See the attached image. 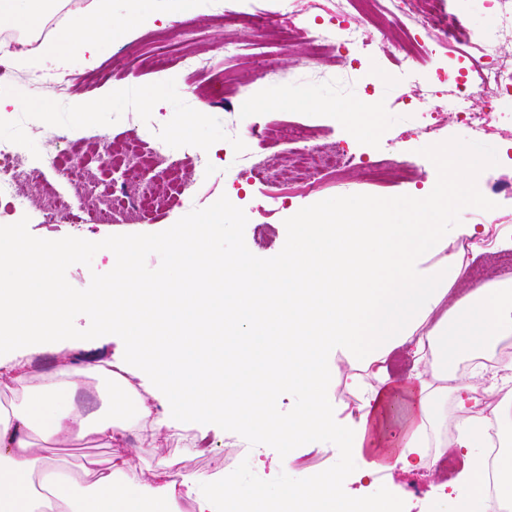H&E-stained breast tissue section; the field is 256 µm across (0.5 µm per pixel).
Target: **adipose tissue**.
Instances as JSON below:
<instances>
[{"instance_id": "adipose-tissue-1", "label": "adipose tissue", "mask_w": 512, "mask_h": 512, "mask_svg": "<svg viewBox=\"0 0 512 512\" xmlns=\"http://www.w3.org/2000/svg\"><path fill=\"white\" fill-rule=\"evenodd\" d=\"M49 0H0V26L29 30L48 15ZM112 6L71 19L51 43L20 50L16 64L63 65L62 47L79 41L96 59L111 37ZM450 172L447 196H413L409 218L385 222L350 205L303 219L301 236L289 241L278 263L256 273L242 254H220L207 234L180 228L166 241L178 278L150 284L136 274L139 247L109 242L102 249L113 277L95 298L102 326L122 337L124 351L80 368L61 365L35 379L30 355L65 336L69 309L86 306L62 281L43 270L47 255L74 261L78 242L56 246L0 239V512H350L346 477L330 471L289 485L242 494L223 473H184L171 468L137 475L135 444L169 442L194 424L208 440V417L244 432L263 446L331 444L355 463L357 479L384 469L380 423L394 398L408 399V425L395 468L435 470L429 447L453 448L463 458L452 490L440 499L446 512H491L481 490L485 467L482 422L473 412L478 391H492L512 377L486 365L457 376L462 354L479 356L512 344V286L474 289L440 319L431 314L443 282L457 277L458 255L442 257L436 271L423 256L441 250L456 232L476 235L475 225L430 224L427 214L459 191L479 197L480 162L464 146L440 151ZM414 358L407 384L394 385L386 364L393 350ZM354 353L362 374L351 384L365 398L356 412L338 417L331 376L334 355ZM107 398L104 411L84 415L75 397L88 380ZM304 381L306 399L288 414L276 401L286 386ZM454 398L447 419L439 404ZM105 448L78 473L60 470L45 444Z\"/></svg>"}]
</instances>
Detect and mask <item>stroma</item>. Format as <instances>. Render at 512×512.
I'll use <instances>...</instances> for the list:
<instances>
[{"mask_svg": "<svg viewBox=\"0 0 512 512\" xmlns=\"http://www.w3.org/2000/svg\"><path fill=\"white\" fill-rule=\"evenodd\" d=\"M154 24L140 21L116 30L100 45L96 62H88L80 43L65 45L71 90L66 101L51 92L36 93L24 86V70L12 82L0 85V95L12 98L14 107L0 112V138L25 133V156L32 160L33 179L25 190L40 196L50 183L58 195L76 199V188L67 182L59 166L80 167L87 185L97 194L110 196L120 189L125 173L104 166L97 155L84 152L85 143L96 135H107L114 146L136 138L141 153L152 151L156 131L171 139V157L180 163L183 181L190 185L188 202L171 201L166 215H149L130 221L125 211L115 212L109 224H44L41 211L0 214V235L60 243L81 241L76 263L52 267L71 293L92 298L99 294L112 270L99 243L112 239L129 245L167 236L172 226L200 224L216 207H223L224 221L211 225L209 235L217 251L246 254L256 269L273 265L288 241L298 235L303 216H320L345 205L371 210L385 205L390 215L404 212L415 190L428 187L438 193L448 188V171L435 159L438 148L464 144L469 154L483 163L480 191L487 206L459 198L450 207L429 215L434 224H473L475 237L459 236L448 250L461 254L463 272L448 285L446 303L463 298L485 285L480 269L492 265L499 255L512 253V194L493 193L491 183L512 180V110L484 134L475 136L448 115V88H429L427 79L433 61L416 64L399 74L396 60L404 41L401 29L384 27L380 14L364 15L356 9L341 13L339 0H295L292 13H284L277 0H235L221 19L208 10L183 7L178 0H149ZM349 18L365 29L362 43L321 58L311 69L298 65L300 51L313 28ZM191 27L195 38L181 43L177 32ZM244 39L238 56L225 54L226 42ZM190 50L213 66L209 95L188 100L187 92L196 75L180 69L177 58ZM350 81H341L342 73ZM112 89L110 99L85 120L77 104L100 98ZM248 97L246 108H238L240 97ZM366 102L372 131L356 128L346 105ZM442 115V137L431 144L420 132L416 115ZM267 124L266 138L241 140L230 147L232 136L247 127L254 114ZM310 125L312 140L322 150L342 149L361 156V165L325 174L317 190H309L282 167L254 180L240 173L243 156L264 158L287 156L291 143L279 136L285 125ZM67 125L73 137L58 148L57 157L46 154L47 139L59 126ZM116 337L105 333L97 308L79 307L70 313V334L58 340L53 350L31 357L35 375L54 371L60 360L79 365L110 358L117 349ZM194 429L183 432L181 442L167 443L158 451L143 450L133 459L135 471L178 461L184 472L228 469L235 486L244 493L264 484L269 470L278 473V488L308 481L332 470H346L349 460L332 447L272 448L256 458L250 440L236 431L215 438L211 453L192 450ZM232 464H225V457ZM425 472L380 477L357 494L356 502L398 493L413 504L435 512Z\"/></svg>", "mask_w": 512, "mask_h": 512, "instance_id": "obj_1", "label": "stroma"}]
</instances>
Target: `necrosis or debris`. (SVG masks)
I'll return each instance as SVG.
<instances>
[{
  "label": "necrosis or debris",
  "instance_id": "1",
  "mask_svg": "<svg viewBox=\"0 0 512 512\" xmlns=\"http://www.w3.org/2000/svg\"><path fill=\"white\" fill-rule=\"evenodd\" d=\"M348 5L379 6L380 12L405 31L406 43L402 59L406 65L415 60L437 56L447 50L454 60L465 63L464 72L454 78L455 88L450 93L448 111L456 121L466 126L472 134H480L496 115L500 99L512 98V56L501 50V35L512 32V0H495L499 27L494 31L469 28L462 14L454 8L440 9L441 0H346ZM480 95L487 104L485 112L471 111L469 101ZM20 140L0 139V209L7 212L25 210L31 203L24 185L31 174L23 163ZM300 174L309 189H316L325 170L345 169L355 166V155L342 153L322 154L315 146L306 145L294 154ZM185 184L170 180L161 188L143 193L135 198L113 196L110 203L98 205L84 203L72 208L65 202H55L53 209L44 214L48 224L61 222H92L108 224L115 210L133 209L142 213L160 211L163 201L172 196L184 195ZM477 415L487 420L486 467L483 475V492L493 505V512H512V498L499 492L500 471L498 462L512 452V436L505 433L495 414L503 402L500 394L478 392Z\"/></svg>",
  "mask_w": 512,
  "mask_h": 512
}]
</instances>
